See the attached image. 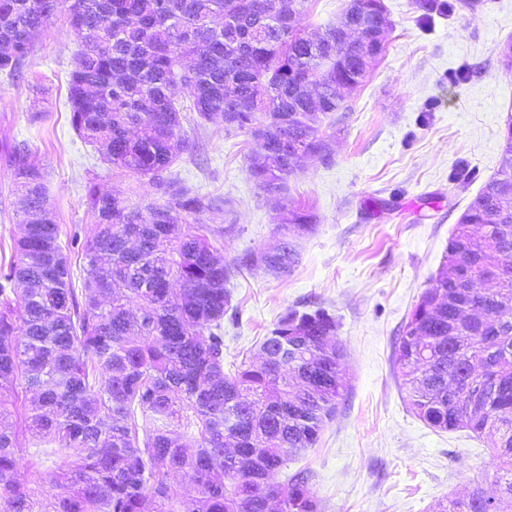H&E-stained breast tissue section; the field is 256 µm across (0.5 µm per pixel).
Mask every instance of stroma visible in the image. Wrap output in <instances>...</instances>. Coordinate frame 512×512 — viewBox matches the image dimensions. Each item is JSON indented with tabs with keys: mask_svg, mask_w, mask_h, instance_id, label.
<instances>
[{
	"mask_svg": "<svg viewBox=\"0 0 512 512\" xmlns=\"http://www.w3.org/2000/svg\"><path fill=\"white\" fill-rule=\"evenodd\" d=\"M418 0H384L391 27L385 56L349 97L350 111L327 125L331 160L305 158L283 193L250 178L258 144L225 132L222 116L183 122L189 147L173 177L200 193L223 195L233 219L227 262L278 244L274 219L305 202L317 222L295 241L290 274L242 270L233 281L237 319L224 324V365L257 356L286 309L324 306L339 323L351 388L316 448L290 457L286 474L310 470L323 512H437L451 497L481 487L494 494L500 461L468 429L441 432L410 409L393 372L396 338L436 277L455 224L484 182L503 166L502 135L512 116V70L498 50L512 37V0H470L450 15L422 20ZM79 48L66 13L39 36L18 79L0 75V144H22L46 172L47 204L63 234L90 229L84 183L134 209L157 196L148 178L110 168L74 132L66 80ZM44 86L46 95L36 94ZM467 166L472 176L449 175Z\"/></svg>",
	"mask_w": 512,
	"mask_h": 512,
	"instance_id": "obj_1",
	"label": "stroma"
}]
</instances>
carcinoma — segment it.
Masks as SVG:
<instances>
[{
    "instance_id": "1",
    "label": "carcinoma",
    "mask_w": 512,
    "mask_h": 512,
    "mask_svg": "<svg viewBox=\"0 0 512 512\" xmlns=\"http://www.w3.org/2000/svg\"><path fill=\"white\" fill-rule=\"evenodd\" d=\"M306 0H0V73L15 78L64 9L82 49L69 74L71 125L112 168L147 176V214L85 182L96 218L71 249L47 209L43 168L20 145L0 148L18 193L20 236L0 261V512H322L304 470L275 481L288 457L314 448L349 390L336 317L289 308L259 346L260 363L224 371V317L242 268L291 272L295 246L248 252L233 265L215 246L235 224L202 215L224 199L170 174L187 150L175 91L199 118L260 149L248 173L283 192L305 156L333 153L324 118L348 112L387 51L383 0H347L315 38ZM284 142L292 160L268 149ZM505 164L461 214L448 254L396 340L394 369L429 426L466 428L503 464L499 492L475 487L439 512H512V117ZM306 205L276 219L282 237L312 229ZM490 388L484 412L459 406ZM34 393L32 404L20 394ZM24 430L18 431V418ZM46 464L53 492L26 486V459ZM182 474L178 488L171 475Z\"/></svg>"
}]
</instances>
